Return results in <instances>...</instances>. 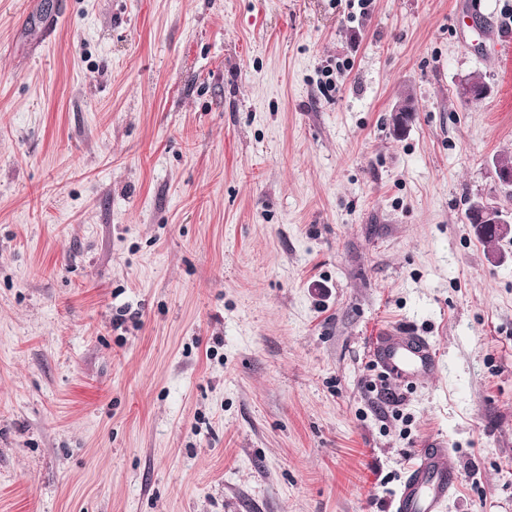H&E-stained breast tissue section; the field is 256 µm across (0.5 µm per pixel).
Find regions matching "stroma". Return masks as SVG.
I'll return each mask as SVG.
<instances>
[{"instance_id":"35a3bbf8","label":"stroma","mask_w":512,"mask_h":512,"mask_svg":"<svg viewBox=\"0 0 512 512\" xmlns=\"http://www.w3.org/2000/svg\"><path fill=\"white\" fill-rule=\"evenodd\" d=\"M505 152L512 0H0V512H512ZM468 203L469 205L465 209V216L468 219L469 223L473 224V226L476 229L477 236L483 242H485L488 245H492L498 240L494 232L493 224H496L498 226L499 233L503 237L512 233L511 213H504L497 205L488 204L486 200L481 199V201H479V204L483 206V208L480 211L482 213L483 219L486 216L485 214H491L492 219V224H484L483 222L480 221V216L478 212L479 210L474 209L473 206H471L472 201H469ZM496 212H498L497 215ZM374 358L389 376L404 382L419 380L438 370L437 353L430 342L398 330H388L382 336ZM456 488V476L448 467V448L440 443H429L417 450L405 472L396 510L442 512Z\"/></svg>"}]
</instances>
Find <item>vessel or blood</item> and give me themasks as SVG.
<instances>
[{"mask_svg":"<svg viewBox=\"0 0 512 512\" xmlns=\"http://www.w3.org/2000/svg\"><path fill=\"white\" fill-rule=\"evenodd\" d=\"M374 358L389 376L404 382L419 380L438 369V357L430 342L421 336L390 330L382 336ZM457 479L448 466V450L439 443L418 449L405 472L397 512H442Z\"/></svg>","mask_w":512,"mask_h":512,"instance_id":"vessel-or-blood-1","label":"vessel or blood"}]
</instances>
